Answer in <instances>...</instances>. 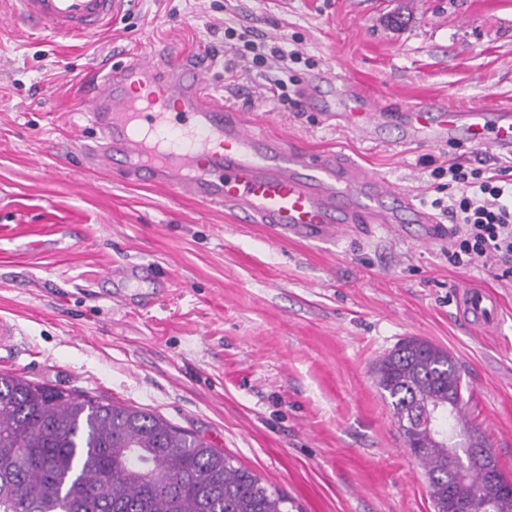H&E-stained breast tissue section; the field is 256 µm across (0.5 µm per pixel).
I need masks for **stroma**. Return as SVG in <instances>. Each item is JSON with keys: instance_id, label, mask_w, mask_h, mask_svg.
<instances>
[{"instance_id": "obj_1", "label": "stroma", "mask_w": 512, "mask_h": 512, "mask_svg": "<svg viewBox=\"0 0 512 512\" xmlns=\"http://www.w3.org/2000/svg\"><path fill=\"white\" fill-rule=\"evenodd\" d=\"M229 26L300 53L287 100L256 69L225 73ZM149 46L208 55L213 92L263 131L348 157L423 209L448 196L435 167L498 164L469 144L387 143L422 103L512 107V0H132L71 41L0 18V316L19 329L0 371L184 428L277 486L289 512H434L372 378L414 336L458 361L465 412L512 474V286L495 269L453 267L447 244L420 245L409 224L286 242L165 187L83 170L84 75ZM330 70L379 102L380 145L298 105L299 82ZM127 264L150 277L108 279ZM461 287L499 296L495 335L465 326Z\"/></svg>"}]
</instances>
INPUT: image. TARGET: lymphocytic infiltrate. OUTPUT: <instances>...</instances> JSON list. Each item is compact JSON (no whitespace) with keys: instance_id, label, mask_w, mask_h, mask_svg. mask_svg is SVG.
Listing matches in <instances>:
<instances>
[{"instance_id":"lymphocytic-infiltrate-1","label":"lymphocytic infiltrate","mask_w":512,"mask_h":512,"mask_svg":"<svg viewBox=\"0 0 512 512\" xmlns=\"http://www.w3.org/2000/svg\"><path fill=\"white\" fill-rule=\"evenodd\" d=\"M226 48L232 58L226 70H233L235 57L242 52H252V62L264 67L268 61L279 65L280 75L273 84L286 90L284 78L289 62L299 60L298 52L282 47L263 51L249 27L224 30ZM433 177H447V199H434L435 207L444 208L450 217L454 231L448 246V261L456 267H472L494 262L503 277L512 276V159L504 165L486 170L468 167L458 162L432 171Z\"/></svg>"}]
</instances>
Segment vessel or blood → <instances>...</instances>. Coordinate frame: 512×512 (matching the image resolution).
<instances>
[{
	"mask_svg": "<svg viewBox=\"0 0 512 512\" xmlns=\"http://www.w3.org/2000/svg\"><path fill=\"white\" fill-rule=\"evenodd\" d=\"M126 0H0V15L54 36L92 37L119 17ZM338 82V118L357 138L370 139L382 118L380 105L348 78ZM204 63L153 50L99 69L83 119L94 135L82 141L83 166L117 171L129 182L170 188L176 196L231 209L245 223L265 224L289 240L341 239L349 233L394 224L383 202L399 198L420 226L418 241L442 242L444 225L398 195L386 179L363 175L347 159L315 158L257 128L243 112L227 109L207 89ZM413 141L464 137L495 157H512V110L489 103L446 109L423 103L406 117ZM499 300L464 288L457 294L463 321L477 332L497 329Z\"/></svg>",
	"mask_w": 512,
	"mask_h": 512,
	"instance_id": "b4317fda",
	"label": "vessel or blood"
}]
</instances>
